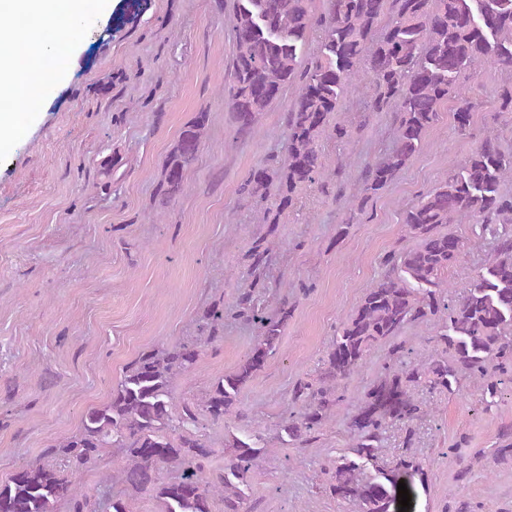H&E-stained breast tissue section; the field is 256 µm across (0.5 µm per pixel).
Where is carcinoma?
<instances>
[{
	"mask_svg": "<svg viewBox=\"0 0 512 512\" xmlns=\"http://www.w3.org/2000/svg\"><path fill=\"white\" fill-rule=\"evenodd\" d=\"M234 0V55L224 100L237 134H248L260 114L297 84L286 113L288 151L254 170L241 192L263 205V223L278 224L298 190L319 184L325 163L319 141L350 136L339 118L342 100L362 73L370 77V112L395 114L394 144L360 179L365 200L390 186L421 149L448 101L458 99L455 128L470 126L472 111L461 80L490 61L512 68V0ZM320 31L316 53L306 58L312 30ZM209 114L199 112L171 145L157 188L158 207L167 208L186 187L185 174L198 159ZM512 151L490 132L462 167L403 210L402 224L414 246L387 255L384 272L368 288L333 339L315 381L292 391L297 413L281 426L296 448H306L344 401V388L377 345L406 327L435 321L431 353L412 357L403 343L392 346L383 372L368 388L348 423L353 457L323 464L326 489L339 501L358 503L360 512H400L397 486L410 495L426 474L413 457L388 466L379 457L386 430L400 425L412 440V424L428 415L416 391L452 393L471 380L495 398L512 384ZM454 224H478L488 254L467 291L455 299L446 279L464 242ZM239 316L257 339L237 369L218 378L200 401L173 394L178 375L196 364L202 346L221 339L224 306L208 310L199 336L142 354L112 386L110 401L88 410L79 431L54 446L75 472L98 460L105 448L125 451L118 478L136 492H150L161 512H254L239 485L259 466L249 443L236 439L234 457L213 475L206 463L211 446L197 434L206 422L235 412L239 390L276 353L288 305L278 318L266 315L249 290L240 293ZM497 464L512 461V425L499 434ZM181 471L164 481L163 467ZM98 512L99 503L59 470L31 463L0 483V512Z\"/></svg>",
	"mask_w": 512,
	"mask_h": 512,
	"instance_id": "1",
	"label": "carcinoma"
}]
</instances>
